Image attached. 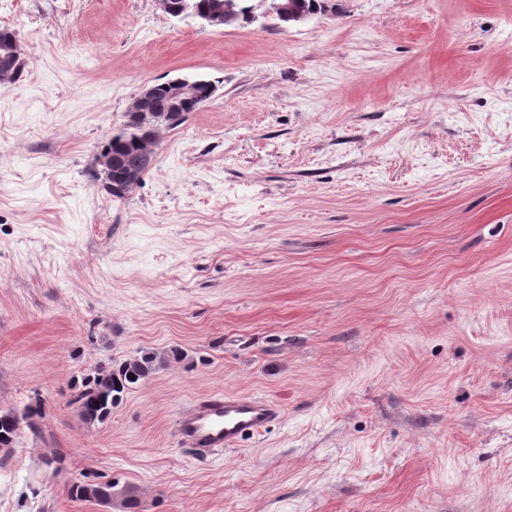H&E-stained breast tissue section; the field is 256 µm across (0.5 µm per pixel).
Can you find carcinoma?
<instances>
[{
  "label": "carcinoma",
  "instance_id": "obj_1",
  "mask_svg": "<svg viewBox=\"0 0 512 512\" xmlns=\"http://www.w3.org/2000/svg\"><path fill=\"white\" fill-rule=\"evenodd\" d=\"M219 0H171L178 16L192 17L197 13L214 11ZM279 0H224V23L222 26H241L248 20L240 16L243 9L253 11L254 17L269 11L279 13ZM168 95L163 89L157 93L154 111L136 116H128L121 128L119 137L110 139L104 150L114 149L123 154L129 162H134L150 151L155 142L153 134L161 127L174 128L184 118L179 112H171L167 104ZM107 191L114 197L121 198L132 190L122 177V172L114 171L104 177ZM161 362V357L145 353L137 358L123 362L117 370L100 369L83 382V389L75 398V403L84 420L89 423L102 422L112 413V406L120 395L130 386L150 376ZM134 378H129V375ZM38 413V409H29L19 414L13 410H0V450L12 448L21 433L23 420ZM112 482L83 483L74 482L69 486V494L77 499H93L105 505L112 504Z\"/></svg>",
  "mask_w": 512,
  "mask_h": 512
}]
</instances>
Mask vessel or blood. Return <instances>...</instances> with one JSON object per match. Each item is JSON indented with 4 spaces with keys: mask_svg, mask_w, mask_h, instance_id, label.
I'll use <instances>...</instances> for the list:
<instances>
[{
    "mask_svg": "<svg viewBox=\"0 0 512 512\" xmlns=\"http://www.w3.org/2000/svg\"><path fill=\"white\" fill-rule=\"evenodd\" d=\"M282 416V409L266 398L211 392L197 397L180 415L176 437L197 460L207 461L219 451L236 448L243 439L259 434Z\"/></svg>",
    "mask_w": 512,
    "mask_h": 512,
    "instance_id": "obj_1",
    "label": "vessel or blood"
}]
</instances>
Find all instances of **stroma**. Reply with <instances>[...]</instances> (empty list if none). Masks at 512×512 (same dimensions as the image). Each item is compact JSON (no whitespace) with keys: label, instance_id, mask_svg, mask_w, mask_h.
I'll return each instance as SVG.
<instances>
[{"label":"stroma","instance_id":"35a3bbf8","mask_svg":"<svg viewBox=\"0 0 512 512\" xmlns=\"http://www.w3.org/2000/svg\"><path fill=\"white\" fill-rule=\"evenodd\" d=\"M0 512H512V0H326L201 27L157 0H0ZM218 81L124 197L133 98ZM162 368L103 423L97 368ZM280 422L195 461L192 400ZM112 482L111 504L72 482ZM161 360L157 354L145 353L123 362L115 371L100 369L89 376L74 400L84 420L89 423L106 420L120 395L131 385L150 376ZM128 374H134V379H130ZM38 409H28L26 412L18 415L13 410H0V450L13 448L16 440L21 433V424L23 420L37 414Z\"/></svg>","mask_w":512,"mask_h":512}]
</instances>
